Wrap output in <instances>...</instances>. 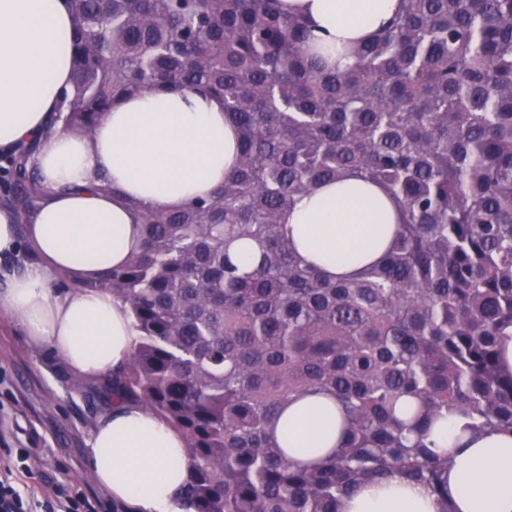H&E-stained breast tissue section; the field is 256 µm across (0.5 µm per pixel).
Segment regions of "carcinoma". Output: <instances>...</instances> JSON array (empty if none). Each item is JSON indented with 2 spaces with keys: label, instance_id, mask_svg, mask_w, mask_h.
Listing matches in <instances>:
<instances>
[{
  "label": "carcinoma",
  "instance_id": "cac0c4a2",
  "mask_svg": "<svg viewBox=\"0 0 512 512\" xmlns=\"http://www.w3.org/2000/svg\"><path fill=\"white\" fill-rule=\"evenodd\" d=\"M344 71L278 0H73L61 130L91 134L115 99L204 90L240 137L206 199L142 208L139 249L66 288L128 307V361L101 380L184 438V512H339L393 480L448 502L453 459L433 431L512 433V0H402ZM35 147L0 158V201L23 224L45 189ZM350 172L399 205L382 258L330 280L281 224L296 199ZM258 260L233 261V244ZM324 395L341 438L314 461L275 431Z\"/></svg>",
  "mask_w": 512,
  "mask_h": 512
}]
</instances>
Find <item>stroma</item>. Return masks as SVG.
Segmentation results:
<instances>
[{"mask_svg":"<svg viewBox=\"0 0 512 512\" xmlns=\"http://www.w3.org/2000/svg\"><path fill=\"white\" fill-rule=\"evenodd\" d=\"M75 377L46 346L0 309V463L22 493L24 512H46L56 503L55 483L75 486L113 512L95 478L88 442L104 414L96 381L76 387Z\"/></svg>","mask_w":512,"mask_h":512,"instance_id":"obj_1","label":"stroma"}]
</instances>
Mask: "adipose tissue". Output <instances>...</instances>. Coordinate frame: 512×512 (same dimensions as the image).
Here are the masks:
<instances>
[{"mask_svg": "<svg viewBox=\"0 0 512 512\" xmlns=\"http://www.w3.org/2000/svg\"><path fill=\"white\" fill-rule=\"evenodd\" d=\"M305 18L323 41L331 67L351 65L344 49L375 33L400 0H280ZM71 0H0V153L37 141L33 164L48 191L19 223L0 206V254L30 243L40 260L9 282L0 307L33 341L48 346L81 379L122 365L135 330L110 294L57 293L63 274L95 278L123 264L140 239L145 207H181L224 184L235 170L237 129L222 101L193 91L147 93L112 106L92 136L48 131L61 93L72 79ZM108 194L86 191L96 178ZM395 208L380 188L351 178L324 184L298 198L285 218L301 255L328 277L351 275L381 252L371 240L377 221ZM454 422L435 432L439 448L455 453L448 496L456 512H512V436L488 434L458 444ZM337 438L332 417L305 398L288 410V439L295 448H328ZM90 465L98 483L127 512H183L178 490L187 467L180 434L137 404L110 410L98 422ZM340 512H436L433 496L402 481L366 485L344 498Z\"/></svg>", "mask_w": 512, "mask_h": 512, "instance_id": "1", "label": "adipose tissue"}]
</instances>
